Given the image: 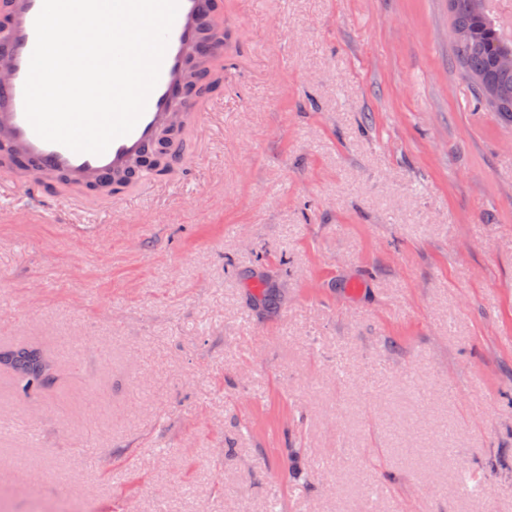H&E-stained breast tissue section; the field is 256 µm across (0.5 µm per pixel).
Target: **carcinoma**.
Instances as JSON below:
<instances>
[{
  "mask_svg": "<svg viewBox=\"0 0 512 512\" xmlns=\"http://www.w3.org/2000/svg\"><path fill=\"white\" fill-rule=\"evenodd\" d=\"M489 0H448L453 50L470 80L477 104L512 121V38L503 36ZM0 366L27 392L54 379L53 367L36 348L0 351Z\"/></svg>",
  "mask_w": 512,
  "mask_h": 512,
  "instance_id": "1",
  "label": "carcinoma"
}]
</instances>
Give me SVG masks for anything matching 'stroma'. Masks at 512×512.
<instances>
[{
    "instance_id": "1",
    "label": "stroma",
    "mask_w": 512,
    "mask_h": 512,
    "mask_svg": "<svg viewBox=\"0 0 512 512\" xmlns=\"http://www.w3.org/2000/svg\"><path fill=\"white\" fill-rule=\"evenodd\" d=\"M220 6L183 169L0 178V349L57 365L0 371V512H512V122L448 0ZM0 366L13 373L22 392L42 387L54 379L52 365L38 349L32 347L1 350Z\"/></svg>"
}]
</instances>
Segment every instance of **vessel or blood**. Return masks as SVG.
I'll return each instance as SVG.
<instances>
[{
	"instance_id": "obj_1",
	"label": "vessel or blood",
	"mask_w": 512,
	"mask_h": 512,
	"mask_svg": "<svg viewBox=\"0 0 512 512\" xmlns=\"http://www.w3.org/2000/svg\"><path fill=\"white\" fill-rule=\"evenodd\" d=\"M42 0H7L0 12V169L16 175L33 169L43 182L65 177L91 186H108L130 176L156 147L161 129L172 122H199L204 95L188 92L185 74L191 56L217 60L223 41H203L215 25L218 0H179L159 80L134 129L115 139L100 155L77 153L40 138L24 112V83L35 46L34 22Z\"/></svg>"
}]
</instances>
